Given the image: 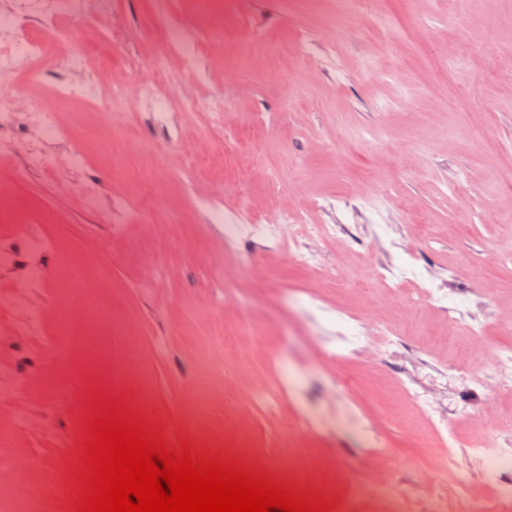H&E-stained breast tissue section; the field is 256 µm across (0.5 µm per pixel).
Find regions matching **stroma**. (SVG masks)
Instances as JSON below:
<instances>
[{"label":"stroma","mask_w":512,"mask_h":512,"mask_svg":"<svg viewBox=\"0 0 512 512\" xmlns=\"http://www.w3.org/2000/svg\"><path fill=\"white\" fill-rule=\"evenodd\" d=\"M490 12L467 0H362L354 22L338 24L336 0H233L204 10L198 0H110L69 19L77 50L98 57L113 34L124 36L123 58L98 72L101 85L122 91L107 122L116 136L112 156L82 166L72 155L97 142L106 122L85 105L55 113L61 134L44 140L19 123L25 148L50 160L16 182L13 157H0V249L16 256L0 271V450L16 473L0 485V512H14L22 493L45 499L47 512H70L56 496L77 457L82 403L48 394L59 372L89 394L105 370L86 377L83 338L97 323L73 311V339L61 370L29 334L32 312L47 308L51 286L35 284L34 265H80L88 275L107 269L115 315L139 337L140 374L152 392L154 419L169 450L182 443L216 449L230 441L241 455L273 471L279 443L289 438L315 458L321 474L301 490L331 503L330 512H379L372 473H390L411 493V512H428V482L448 479L447 449L426 447L432 428L401 409L399 381L426 390L438 419L466 441L495 438L512 448V387L491 392L466 383L460 370L512 346V0H490ZM188 28L199 35L197 73L168 57L160 95L169 125L155 123L141 99L158 35ZM316 63L298 66L280 48L297 40ZM33 60L18 56L0 73V94L25 85L27 104L50 101L53 80L28 83ZM224 97L220 119L182 117L184 93ZM193 154L210 156L204 172ZM419 164L424 177L411 174ZM109 176L97 205L82 206L90 181ZM219 208L241 224H270L288 212L303 234L312 224H338V236L316 242L319 265L306 268L287 244L259 238L228 243ZM448 286L445 308L434 302L382 301L370 268ZM151 287H143L145 275ZM399 330L391 351L361 353L329 363L321 350L348 344L371 306ZM486 334L470 336V319ZM241 322L266 343L225 351L214 338L223 323ZM285 359L277 369L274 356ZM457 369L447 378L448 369ZM282 378L284 397L254 409L251 391ZM211 393L205 409L189 399L196 382ZM28 397L24 424L9 402ZM302 415L305 426L287 429ZM394 460L356 456L376 443Z\"/></svg>","instance_id":"stroma-1"}]
</instances>
